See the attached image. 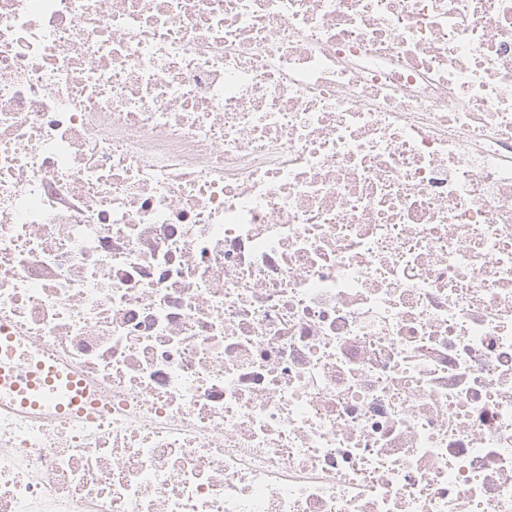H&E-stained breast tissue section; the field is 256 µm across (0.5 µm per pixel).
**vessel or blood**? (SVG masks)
<instances>
[{"instance_id":"1","label":"vessel or blood","mask_w":512,"mask_h":512,"mask_svg":"<svg viewBox=\"0 0 512 512\" xmlns=\"http://www.w3.org/2000/svg\"><path fill=\"white\" fill-rule=\"evenodd\" d=\"M0 387L17 393L24 406L53 402L86 413V391L76 389L72 376L61 373L55 366L32 363L17 357L12 339L0 335Z\"/></svg>"}]
</instances>
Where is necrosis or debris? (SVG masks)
<instances>
[{
    "mask_svg": "<svg viewBox=\"0 0 512 512\" xmlns=\"http://www.w3.org/2000/svg\"><path fill=\"white\" fill-rule=\"evenodd\" d=\"M0 512H512V0H0ZM13 336L0 335V386L9 392L17 393L22 406L36 407L40 401L56 402L58 409L64 404L81 415L87 412V407H96V402L85 401L88 398L84 390H76L71 374L64 376L55 366L36 364L29 359L16 357L11 345ZM38 375H44L42 382Z\"/></svg>",
    "mask_w": 512,
    "mask_h": 512,
    "instance_id": "obj_1",
    "label": "necrosis or debris"
}]
</instances>
